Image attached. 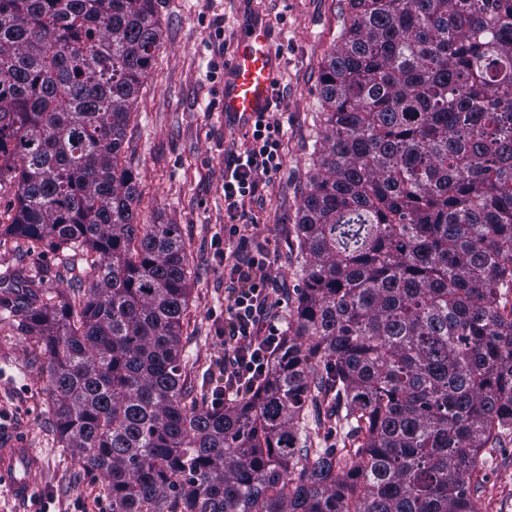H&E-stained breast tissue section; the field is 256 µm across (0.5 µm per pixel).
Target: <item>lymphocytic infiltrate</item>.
Masks as SVG:
<instances>
[{
    "label": "lymphocytic infiltrate",
    "instance_id": "1",
    "mask_svg": "<svg viewBox=\"0 0 512 512\" xmlns=\"http://www.w3.org/2000/svg\"><path fill=\"white\" fill-rule=\"evenodd\" d=\"M283 167L281 130L262 114L252 122L245 150L224 155V211L230 222L224 227V358L218 363L224 383L212 394L217 403L253 391L283 343L273 319L272 258L252 247L255 227L244 210Z\"/></svg>",
    "mask_w": 512,
    "mask_h": 512
}]
</instances>
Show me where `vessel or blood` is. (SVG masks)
I'll list each match as a JSON object with an SVG mask.
<instances>
[{
	"mask_svg": "<svg viewBox=\"0 0 512 512\" xmlns=\"http://www.w3.org/2000/svg\"><path fill=\"white\" fill-rule=\"evenodd\" d=\"M280 58L273 47L270 30L263 17H254L243 40L224 72V118L247 125L267 111L274 89ZM40 452L22 441L0 445V486H7L21 503L32 494V476L40 468Z\"/></svg>",
	"mask_w": 512,
	"mask_h": 512,
	"instance_id": "b4317fda",
	"label": "vessel or blood"
}]
</instances>
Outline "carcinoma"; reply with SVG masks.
Instances as JSON below:
<instances>
[{"label":"carcinoma","instance_id":"cac0c4a2","mask_svg":"<svg viewBox=\"0 0 512 512\" xmlns=\"http://www.w3.org/2000/svg\"><path fill=\"white\" fill-rule=\"evenodd\" d=\"M155 3L0 0L7 229L93 278L73 306L0 276L62 447L112 512H481V450L512 431V0H347L289 336L231 406L187 384L181 228L136 222L120 164ZM322 398L344 448L309 443ZM18 188L17 185L9 178H5L0 182V225L10 224V217L13 216V203L16 198Z\"/></svg>","mask_w":512,"mask_h":512}]
</instances>
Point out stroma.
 I'll return each instance as SVG.
<instances>
[{"label": "stroma", "instance_id": "obj_1", "mask_svg": "<svg viewBox=\"0 0 512 512\" xmlns=\"http://www.w3.org/2000/svg\"><path fill=\"white\" fill-rule=\"evenodd\" d=\"M346 0H159L162 45L134 106L122 158L135 176L138 219L176 224L190 270L189 309L182 326L188 379L199 401L216 386V363L224 341L216 329L224 309V150L242 142L243 127L224 124L218 110L223 74H211L209 47L215 24L224 28L225 57H232L250 20L263 15L281 55L278 73L283 103L271 116L282 126L285 167L251 204L255 241L274 260L277 311L287 324L301 282L296 224L310 176L319 126L321 67L338 42ZM23 267L40 277L46 293L70 302L69 273H58L55 256L34 250L16 235L0 237V273ZM23 313L0 321V433L17 436L41 451L32 495L49 512H110L104 477L87 473L70 449L61 447L47 397V360L36 337L20 325ZM475 485L482 512H512V433L484 448Z\"/></svg>", "mask_w": 512, "mask_h": 512}]
</instances>
